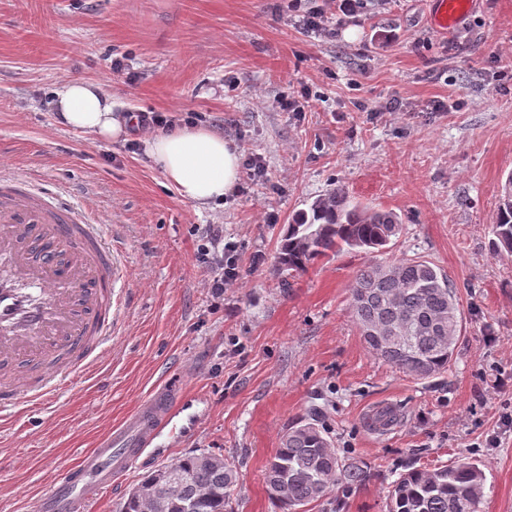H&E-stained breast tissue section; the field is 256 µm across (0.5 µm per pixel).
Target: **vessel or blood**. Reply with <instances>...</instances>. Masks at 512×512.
<instances>
[{"label": "vessel or blood", "instance_id": "1", "mask_svg": "<svg viewBox=\"0 0 512 512\" xmlns=\"http://www.w3.org/2000/svg\"><path fill=\"white\" fill-rule=\"evenodd\" d=\"M434 23L450 27L473 0H435ZM14 273L0 280V417L36 408L87 372L112 339L126 301L124 264L99 225L53 193L0 175V253ZM196 402L179 377L145 400L38 501L37 512H90L91 506L156 445Z\"/></svg>", "mask_w": 512, "mask_h": 512}]
</instances>
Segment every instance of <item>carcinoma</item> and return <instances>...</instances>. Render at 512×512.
Here are the masks:
<instances>
[{
    "label": "carcinoma",
    "mask_w": 512,
    "mask_h": 512,
    "mask_svg": "<svg viewBox=\"0 0 512 512\" xmlns=\"http://www.w3.org/2000/svg\"><path fill=\"white\" fill-rule=\"evenodd\" d=\"M402 224L391 211L362 207L342 188L300 211L278 242L276 263L288 275L322 257L364 249L380 252L398 238ZM492 248L512 253V173L501 187ZM350 311L366 347L377 358L418 379L448 371L461 333L457 292L447 276L421 258L376 261L350 285ZM367 466L338 456L320 428L306 422L288 429L267 462L270 493L287 512L326 498L335 486L359 487ZM484 471L454 462L431 470L410 469L388 490V512H478ZM234 470L213 452L185 455L145 477L120 512H234Z\"/></svg>",
    "instance_id": "obj_1"
}]
</instances>
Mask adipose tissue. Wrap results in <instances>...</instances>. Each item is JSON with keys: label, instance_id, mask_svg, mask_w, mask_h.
Instances as JSON below:
<instances>
[{"label": "adipose tissue", "instance_id": "obj_1", "mask_svg": "<svg viewBox=\"0 0 512 512\" xmlns=\"http://www.w3.org/2000/svg\"><path fill=\"white\" fill-rule=\"evenodd\" d=\"M59 124L80 130L92 141L124 139L133 116L114 111L112 98L97 83H64L55 93ZM147 154L179 196L196 207L223 199L240 174L239 154L223 135L202 126L151 133Z\"/></svg>", "mask_w": 512, "mask_h": 512}]
</instances>
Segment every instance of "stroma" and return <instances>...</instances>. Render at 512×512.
Masks as SVG:
<instances>
[{
    "label": "stroma",
    "mask_w": 512,
    "mask_h": 512,
    "mask_svg": "<svg viewBox=\"0 0 512 512\" xmlns=\"http://www.w3.org/2000/svg\"><path fill=\"white\" fill-rule=\"evenodd\" d=\"M431 8L368 0L318 35L289 0H0V165L102 225L129 291L111 355L41 408L0 420V512H34L176 373L205 396L200 424L147 449L96 512H118L142 477L204 450L236 471L237 512H283L265 466L312 418L370 476L304 512H387L398 474L459 460L485 472L478 512H512V254L491 246L512 172V0H477L445 33ZM76 79L102 83L115 111L223 134L262 159L266 182L241 174L224 200L194 207L147 155L144 132H131V151L56 124L54 92ZM305 90L311 111L278 107ZM339 186L400 217L388 258H423L456 285L462 330L447 372L418 380L369 352L349 285L376 254L320 259L280 287V236ZM207 224L239 246L238 279L218 297L196 260ZM386 404L400 417L380 433L370 419Z\"/></svg>",
    "instance_id": "stroma-1"
}]
</instances>
